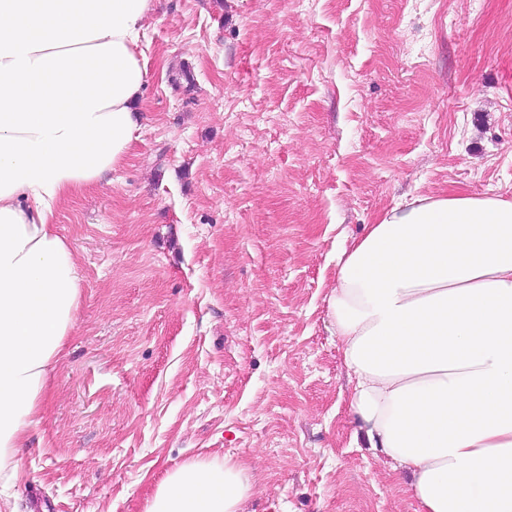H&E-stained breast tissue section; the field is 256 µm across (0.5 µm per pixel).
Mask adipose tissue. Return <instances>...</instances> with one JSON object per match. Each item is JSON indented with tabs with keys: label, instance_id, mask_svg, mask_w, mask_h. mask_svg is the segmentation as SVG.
<instances>
[{
	"label": "adipose tissue",
	"instance_id": "obj_1",
	"mask_svg": "<svg viewBox=\"0 0 512 512\" xmlns=\"http://www.w3.org/2000/svg\"><path fill=\"white\" fill-rule=\"evenodd\" d=\"M152 0H0V460L24 447L79 307L62 202L128 155ZM328 317L368 446L419 512H512V201L400 202L336 255ZM239 462L194 461L147 512H246Z\"/></svg>",
	"mask_w": 512,
	"mask_h": 512
}]
</instances>
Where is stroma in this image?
Returning a JSON list of instances; mask_svg holds the SVG:
<instances>
[{
    "instance_id": "1",
    "label": "stroma",
    "mask_w": 512,
    "mask_h": 512,
    "mask_svg": "<svg viewBox=\"0 0 512 512\" xmlns=\"http://www.w3.org/2000/svg\"><path fill=\"white\" fill-rule=\"evenodd\" d=\"M136 51L130 153L52 219L81 302L0 512H145L224 458L247 512H417L326 297L396 203L512 200V0H154Z\"/></svg>"
}]
</instances>
